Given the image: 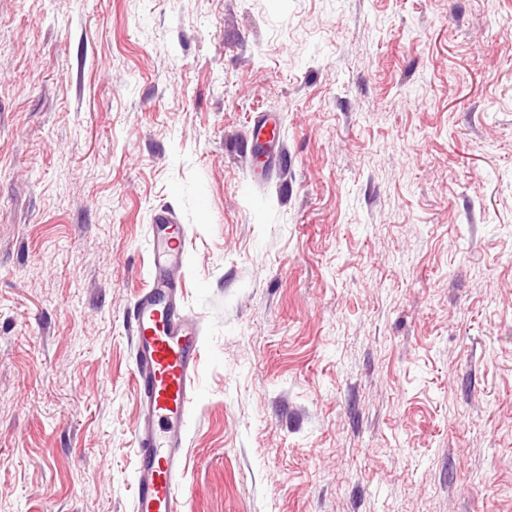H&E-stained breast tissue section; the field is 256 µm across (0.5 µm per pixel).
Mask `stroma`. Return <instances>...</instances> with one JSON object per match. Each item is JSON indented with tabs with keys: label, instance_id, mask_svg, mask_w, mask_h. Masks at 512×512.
<instances>
[{
	"label": "stroma",
	"instance_id": "obj_1",
	"mask_svg": "<svg viewBox=\"0 0 512 512\" xmlns=\"http://www.w3.org/2000/svg\"><path fill=\"white\" fill-rule=\"evenodd\" d=\"M160 209L181 512H512V0H0V512H132ZM250 136L253 141H257L266 145L270 151L268 160H273L274 156L271 153L272 149L276 148V159L282 160L286 157L285 149L282 145L280 133L277 124L268 117H262L254 124L250 131ZM150 283L129 316L139 406L133 426L137 479L133 512H180L187 475L186 427L198 396L201 327L183 301L186 233L156 212Z\"/></svg>",
	"mask_w": 512,
	"mask_h": 512
}]
</instances>
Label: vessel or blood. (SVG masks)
Here are the masks:
<instances>
[{
    "label": "vessel or blood",
    "mask_w": 512,
    "mask_h": 512,
    "mask_svg": "<svg viewBox=\"0 0 512 512\" xmlns=\"http://www.w3.org/2000/svg\"><path fill=\"white\" fill-rule=\"evenodd\" d=\"M250 136L275 149L277 159L285 158L272 119H259ZM149 253L150 283L129 316L139 396L133 512H180L179 491L189 468L186 427L198 396L202 344L200 322L183 301L186 233L168 211L154 216Z\"/></svg>",
    "instance_id": "1"
}]
</instances>
